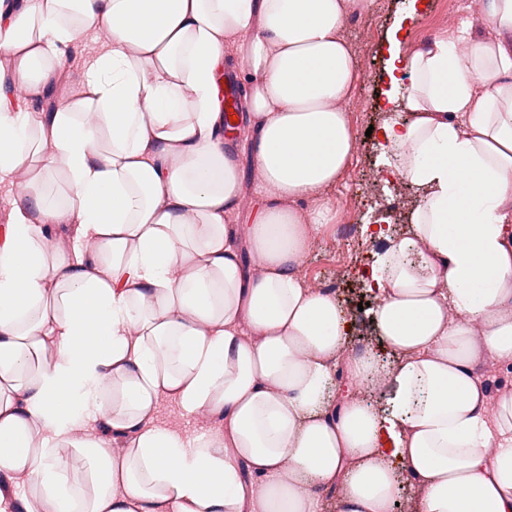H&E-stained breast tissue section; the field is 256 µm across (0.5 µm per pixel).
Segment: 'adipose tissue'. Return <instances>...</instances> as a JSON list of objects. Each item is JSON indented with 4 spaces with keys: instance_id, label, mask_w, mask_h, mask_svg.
I'll return each mask as SVG.
<instances>
[{
    "instance_id": "obj_1",
    "label": "adipose tissue",
    "mask_w": 512,
    "mask_h": 512,
    "mask_svg": "<svg viewBox=\"0 0 512 512\" xmlns=\"http://www.w3.org/2000/svg\"><path fill=\"white\" fill-rule=\"evenodd\" d=\"M374 3L0 0V512H392L406 483L416 512H512V388L474 371L512 361V0L481 38L389 35L412 83L383 136L419 192L368 279L393 363L346 354L301 273L356 152L344 22ZM339 366L388 407L331 411ZM166 399L223 425L189 436ZM97 46V43L91 35H85L76 41L66 56V71L71 75L78 74L87 61L94 55Z\"/></svg>"
}]
</instances>
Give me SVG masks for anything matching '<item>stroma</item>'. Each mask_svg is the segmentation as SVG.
I'll return each instance as SVG.
<instances>
[{"label":"stroma","mask_w":512,"mask_h":512,"mask_svg":"<svg viewBox=\"0 0 512 512\" xmlns=\"http://www.w3.org/2000/svg\"><path fill=\"white\" fill-rule=\"evenodd\" d=\"M415 17H408L405 28L406 42L416 47L437 37L448 35L444 13L459 9L460 24L469 32L484 35L489 31L483 9L484 0H421ZM409 0H376L370 13L347 18L344 33L350 41L360 69V79L349 105L352 124L357 136V152L341 181L330 192L334 213L318 239L316 247L302 265L306 282L318 279L340 281L334 294L344 309L350 329L345 337L346 348L367 345L379 353L384 361L392 355L374 332L367 311L366 276L384 243L369 238L366 228L382 225L391 236L406 235L407 201L416 200L417 189L402 181L395 172L389 152L379 144V129L395 111L388 101L389 92L404 93L410 85L409 76H401L398 84H390L386 72L387 40L396 21L408 16ZM383 168L386 176L378 185L366 180L369 170ZM353 224L357 227L344 262L336 260V227Z\"/></svg>","instance_id":"35a3bbf8"}]
</instances>
